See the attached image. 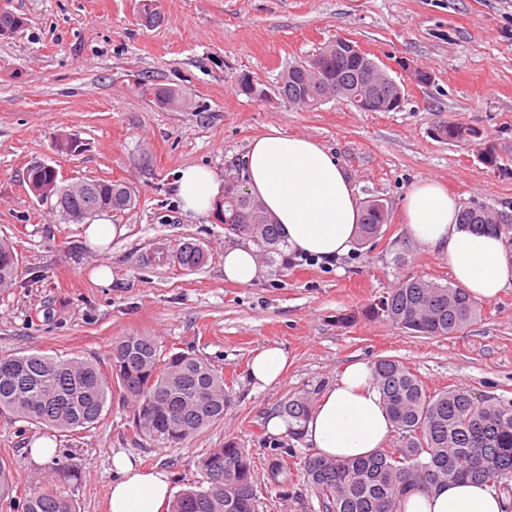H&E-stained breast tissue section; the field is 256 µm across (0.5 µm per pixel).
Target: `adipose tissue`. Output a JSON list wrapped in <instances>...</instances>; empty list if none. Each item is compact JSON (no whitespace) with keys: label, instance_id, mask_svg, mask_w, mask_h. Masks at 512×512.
Masks as SVG:
<instances>
[{"label":"adipose tissue","instance_id":"1","mask_svg":"<svg viewBox=\"0 0 512 512\" xmlns=\"http://www.w3.org/2000/svg\"><path fill=\"white\" fill-rule=\"evenodd\" d=\"M243 167L249 192L279 224L289 249L321 259L350 250L360 215L355 188L329 150L273 128L250 141ZM176 189L182 211L191 216L207 214L224 196L221 179L203 166L180 169ZM459 210L455 198L435 179L414 184L405 195L411 238L444 256L456 284L475 300L496 299L512 288V260L499 237L462 228ZM259 274L252 243L225 248L226 280L249 285ZM287 366L282 348L265 347L253 357L248 377L254 389L263 390L277 383ZM394 431L370 367L354 361L321 392L303 436L319 455L366 458L385 448ZM112 466L116 476L109 491V512H163L168 507L167 472L144 471L122 453L113 456ZM403 512H512V501L485 484L452 481L439 491L409 496Z\"/></svg>","mask_w":512,"mask_h":512}]
</instances>
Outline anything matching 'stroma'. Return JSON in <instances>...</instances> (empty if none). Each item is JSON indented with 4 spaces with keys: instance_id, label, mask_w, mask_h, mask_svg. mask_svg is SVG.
I'll return each instance as SVG.
<instances>
[{
    "instance_id": "obj_1",
    "label": "stroma",
    "mask_w": 512,
    "mask_h": 512,
    "mask_svg": "<svg viewBox=\"0 0 512 512\" xmlns=\"http://www.w3.org/2000/svg\"><path fill=\"white\" fill-rule=\"evenodd\" d=\"M161 22L143 26L140 0H0L24 18L0 36V237L21 264L17 284L0 292V357L37 350L101 365L115 342L153 337L161 351L184 352L224 375L231 402L224 420L169 448L140 436L132 403L113 392L92 428L61 433L0 414V458L15 463L17 485L41 486L47 463L29 448L50 441L69 479L60 481L79 512H108L112 456L165 470L173 493L201 481V457L238 441L252 455L259 512H320L304 476L309 446L267 421L287 396L322 391L349 361L393 357L428 391L450 386L512 401V288L464 331L409 334L385 317L365 316L396 279L416 273L451 280L448 261L412 241L403 213L409 188L440 181L460 207L512 214V0H157ZM345 37L387 70L404 101L391 112H361L336 98L313 110L277 92L285 67ZM429 71L430 84L406 79L398 61ZM268 92L240 93L238 75ZM181 89L190 106L162 108L148 86ZM483 128L496 165L477 150L437 137L440 125ZM277 128L330 148L359 202L384 203L388 220L375 242L321 262L290 254L261 262L250 286L224 279V249L234 244L213 215H182L173 183L179 169L235 172L248 143ZM68 133L79 149L58 152ZM54 166L64 183L99 179L129 188L133 205L107 212L124 226L105 251L93 250L83 224L62 220L54 199L31 193L29 165ZM199 243L206 263L181 270L175 255ZM106 265L108 285L91 277ZM350 323H340L341 315ZM279 346L290 364L262 391L248 380L256 350ZM292 449L288 468L271 464Z\"/></svg>"
}]
</instances>
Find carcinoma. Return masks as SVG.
<instances>
[{
    "instance_id": "obj_1",
    "label": "carcinoma",
    "mask_w": 512,
    "mask_h": 512,
    "mask_svg": "<svg viewBox=\"0 0 512 512\" xmlns=\"http://www.w3.org/2000/svg\"><path fill=\"white\" fill-rule=\"evenodd\" d=\"M24 26L23 18L0 11V35ZM305 62L312 76L295 62L282 72L278 86L280 97L304 109L336 98L338 83L349 86L341 98L356 104L360 80L373 66L367 57L338 55L328 45ZM149 93L162 97L168 107L186 102L172 87L153 86ZM443 136L467 147L488 143L483 130L470 125L445 127ZM26 180L34 196L56 197L59 214L68 222L75 212L122 211L133 203L131 192L118 182L92 179L85 182L84 192L70 194L51 169H32ZM255 202L242 187L225 183L224 226L253 243L272 263L285 245L278 226L239 220ZM483 214L481 209L466 208L459 224L497 235L512 232V224L486 223ZM385 223V207L378 200L368 201L362 208L361 240L378 236ZM204 258L195 243L185 244L177 255L188 270L200 267ZM18 276V254L8 239L1 238L0 290L13 287ZM365 313L382 315L418 336H446L462 331L476 318L477 304L457 286L407 273ZM117 348L124 357L111 363L107 371L83 359L40 353L0 359V413L60 432L88 429L100 418L108 394L116 388L134 403L136 430L161 445L175 447L224 421V375L210 364L183 352L164 356L149 336H128ZM372 375L399 434L398 442L367 459L306 455L303 468L321 512H402L409 495L431 493L450 479L484 482L495 491L512 493V402L491 396L475 402L471 391L460 387L431 394L397 359L377 360ZM313 404L309 391L280 402L279 413L288 418L293 434H300ZM198 467L202 482L179 493L168 512H259L252 457L238 442L225 441L203 457ZM15 488L13 466L1 460L0 499L12 495ZM22 512L78 510L70 497L48 486L31 489L23 499Z\"/></svg>"
}]
</instances>
